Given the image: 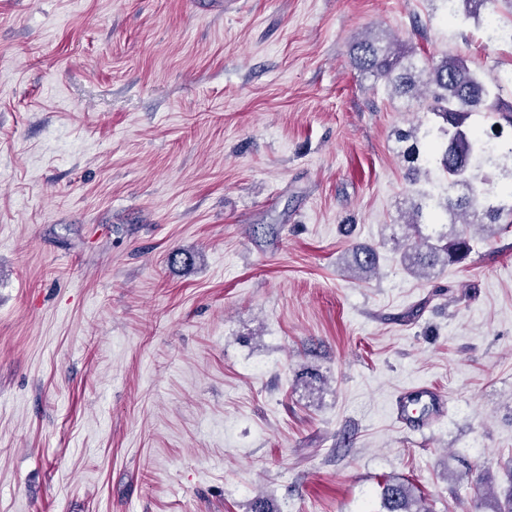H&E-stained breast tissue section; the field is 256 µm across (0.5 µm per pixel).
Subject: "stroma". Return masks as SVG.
<instances>
[{
	"label": "stroma",
	"instance_id": "obj_1",
	"mask_svg": "<svg viewBox=\"0 0 512 512\" xmlns=\"http://www.w3.org/2000/svg\"><path fill=\"white\" fill-rule=\"evenodd\" d=\"M492 25L507 0H0V512H384L392 478L498 512L512 232L400 268L394 131L429 116L349 58L369 31L489 81ZM413 384L448 399L422 435L390 410ZM345 265L354 279L366 282L377 274L379 256L373 247L356 249L346 257Z\"/></svg>",
	"mask_w": 512,
	"mask_h": 512
}]
</instances>
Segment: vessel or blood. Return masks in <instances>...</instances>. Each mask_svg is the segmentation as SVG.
Listing matches in <instances>:
<instances>
[{
  "mask_svg": "<svg viewBox=\"0 0 512 512\" xmlns=\"http://www.w3.org/2000/svg\"><path fill=\"white\" fill-rule=\"evenodd\" d=\"M392 412L403 428L413 433H421L447 414L448 401L431 386L413 385L398 393Z\"/></svg>",
  "mask_w": 512,
  "mask_h": 512,
  "instance_id": "obj_1",
  "label": "vessel or blood"
}]
</instances>
